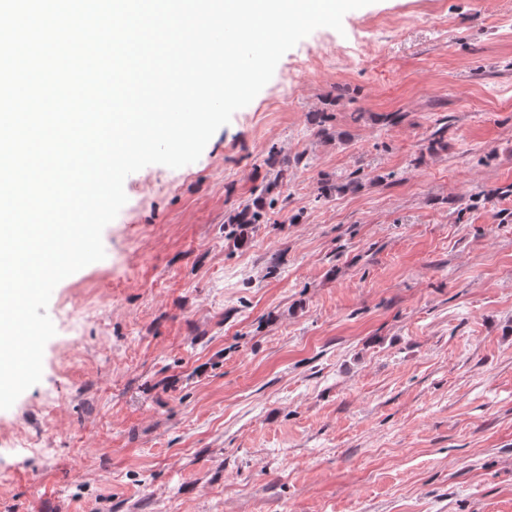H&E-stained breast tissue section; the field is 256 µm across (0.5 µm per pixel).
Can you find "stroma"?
Segmentation results:
<instances>
[{"instance_id":"stroma-1","label":"stroma","mask_w":512,"mask_h":512,"mask_svg":"<svg viewBox=\"0 0 512 512\" xmlns=\"http://www.w3.org/2000/svg\"><path fill=\"white\" fill-rule=\"evenodd\" d=\"M124 189L0 512H512V0L350 11Z\"/></svg>"}]
</instances>
